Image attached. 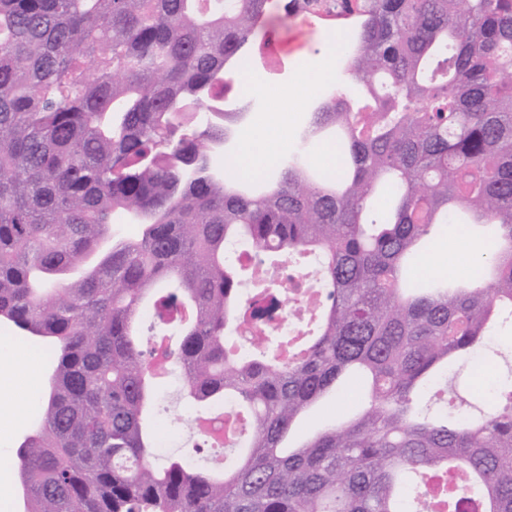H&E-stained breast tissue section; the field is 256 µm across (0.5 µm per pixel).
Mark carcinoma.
Returning a JSON list of instances; mask_svg holds the SVG:
<instances>
[{"label":"carcinoma","mask_w":512,"mask_h":512,"mask_svg":"<svg viewBox=\"0 0 512 512\" xmlns=\"http://www.w3.org/2000/svg\"><path fill=\"white\" fill-rule=\"evenodd\" d=\"M269 3L0 0V323L46 353L20 512H512V383L477 415L419 406L512 317V0H285L353 23L351 89L278 171L228 179L237 113L193 118ZM329 128L347 164L324 179L307 144ZM445 224L495 227L475 275L404 285ZM176 370L199 414L236 415L222 470L157 461ZM363 382L361 412L286 444Z\"/></svg>","instance_id":"carcinoma-1"}]
</instances>
